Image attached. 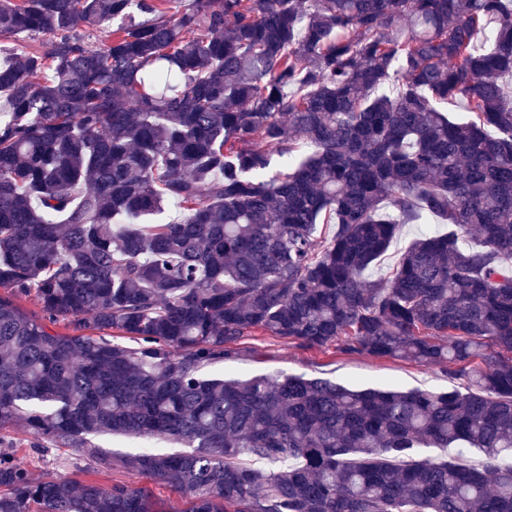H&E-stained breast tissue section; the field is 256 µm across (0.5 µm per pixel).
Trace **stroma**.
Here are the masks:
<instances>
[{"label":"stroma","mask_w":512,"mask_h":512,"mask_svg":"<svg viewBox=\"0 0 512 512\" xmlns=\"http://www.w3.org/2000/svg\"><path fill=\"white\" fill-rule=\"evenodd\" d=\"M444 230V225L432 216L426 217L421 224L404 225L388 251L365 271V278L376 280L389 276L402 253L415 239ZM235 351L233 359L204 368V377L233 379L255 375H293L357 389L435 392H463L467 389L464 378L450 374L444 366L427 367L406 360L374 358L333 346L304 348L294 341L259 333L243 337L237 342ZM30 444L31 436L25 428L14 427L0 433V445L12 448L18 462L29 468L35 477L71 476L83 466L74 450H55L40 458L32 454Z\"/></svg>","instance_id":"stroma-1"}]
</instances>
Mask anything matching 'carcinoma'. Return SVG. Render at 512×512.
Masks as SVG:
<instances>
[{"mask_svg":"<svg viewBox=\"0 0 512 512\" xmlns=\"http://www.w3.org/2000/svg\"><path fill=\"white\" fill-rule=\"evenodd\" d=\"M168 3L0 0V37H48L0 60V431L183 512H512V0ZM426 214L448 232L364 280ZM255 331L476 390L201 376ZM466 447L486 461L413 457ZM0 512L159 510L0 448ZM2 448H12L18 462L31 470L37 478L56 477L59 475L73 476L84 463L75 450H53L44 458L33 455L29 450L31 435L23 427H14L2 431ZM92 439L104 448L112 449V452L117 454L133 453L136 452L139 448L144 447L159 448L163 452L173 453L189 451V448H185L181 444L163 439H148L112 435H100L92 437ZM96 478L104 485L110 484L112 480L115 479L135 487L147 488L153 494L162 512H181L183 508L188 506L185 497L181 494L168 487L152 483L134 475H129L124 472H115L112 474V478L107 476H99Z\"/></svg>","mask_w":512,"mask_h":512,"instance_id":"1","label":"carcinoma"}]
</instances>
